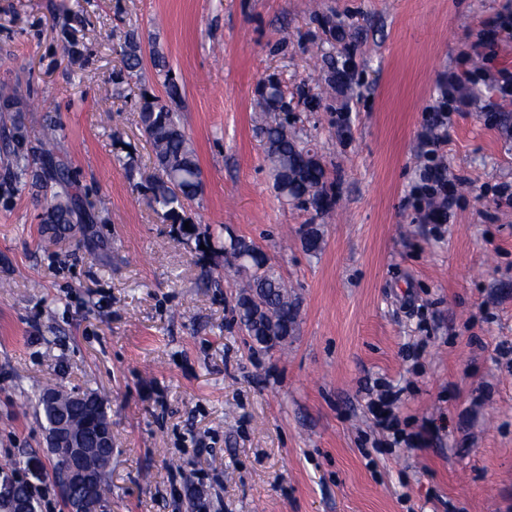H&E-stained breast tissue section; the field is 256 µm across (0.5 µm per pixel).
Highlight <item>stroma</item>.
<instances>
[{
	"instance_id": "1",
	"label": "stroma",
	"mask_w": 512,
	"mask_h": 512,
	"mask_svg": "<svg viewBox=\"0 0 512 512\" xmlns=\"http://www.w3.org/2000/svg\"><path fill=\"white\" fill-rule=\"evenodd\" d=\"M507 0H0V89L54 127L83 201L109 210L88 236L42 246L31 191L0 198V471L36 512H64L44 419L46 385L91 389L112 420L111 512H512V103L486 78L512 71V38L480 57V23ZM81 53L62 56L72 14ZM346 34L351 82L310 109L331 71L324 20ZM137 32L142 68L120 79ZM161 52L183 86L172 105L203 193L187 209L201 252L148 203L155 172L139 122L164 96ZM472 109L435 126L441 82ZM277 75L295 127L324 164L335 206L282 202L257 133V82ZM437 132L460 178L447 223L409 201ZM129 146L119 162L118 143ZM321 237L319 252L304 243ZM258 244L298 302L297 329L251 350L235 312L246 284L229 237ZM403 391L394 444L366 409Z\"/></svg>"
}]
</instances>
